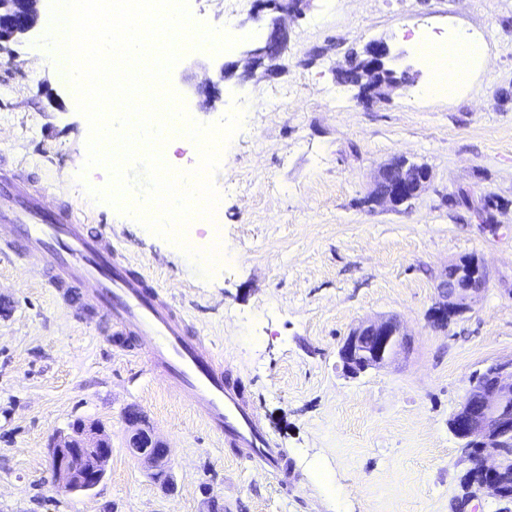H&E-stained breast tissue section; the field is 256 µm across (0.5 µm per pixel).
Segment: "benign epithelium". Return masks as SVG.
<instances>
[{"label": "benign epithelium", "mask_w": 512, "mask_h": 512, "mask_svg": "<svg viewBox=\"0 0 512 512\" xmlns=\"http://www.w3.org/2000/svg\"><path fill=\"white\" fill-rule=\"evenodd\" d=\"M42 0H0V51L3 44L19 40L31 32L40 17ZM259 10L275 14L271 26L254 48L245 54L246 68L263 59L276 60L288 42L283 26L284 20L301 13L309 0H256ZM369 63L368 72L356 83L359 93L371 98H384L399 86L379 78L390 55L388 44L383 40H372L365 46ZM391 164L377 170L375 186H389L379 196L380 201L397 207L418 197L426 188L431 175L421 168L413 181H393ZM438 301L431 311V322L438 328L448 324L469 309L479 292L471 288H452L448 280L438 287ZM409 345L407 333L401 323L391 318H378L359 322L345 337L339 347L338 356L343 371L357 377L369 369H381L388 365L398 351ZM490 383L481 390L478 407L472 408L465 401L455 413L450 430L459 441L461 455L470 462V469L483 474H495L503 464L505 433L512 434V407L507 405L512 398V356L492 360L486 365ZM131 455L142 461L149 470L168 464L170 449L162 446L154 434L139 427L130 436ZM112 457V442L105 429L84 419L75 420L69 432L54 439L49 448L50 469L57 490L74 492L77 487L94 489L103 480ZM484 498H493L512 504V495L503 492L498 483H482L475 496L459 498L454 504L455 512H470Z\"/></svg>", "instance_id": "1"}]
</instances>
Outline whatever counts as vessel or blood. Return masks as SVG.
<instances>
[{"mask_svg": "<svg viewBox=\"0 0 512 512\" xmlns=\"http://www.w3.org/2000/svg\"><path fill=\"white\" fill-rule=\"evenodd\" d=\"M0 254L34 263L56 298L77 315L97 313L120 347L143 357L209 432L253 471L288 484L284 449L264 431L241 382L215 344L129 262L104 233L78 222L69 202L48 204L32 175L0 163Z\"/></svg>", "mask_w": 512, "mask_h": 512, "instance_id": "obj_1", "label": "vessel or blood"}]
</instances>
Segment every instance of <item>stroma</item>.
Returning <instances> with one entry per match:
<instances>
[{"label": "stroma", "instance_id": "stroma-1", "mask_svg": "<svg viewBox=\"0 0 512 512\" xmlns=\"http://www.w3.org/2000/svg\"><path fill=\"white\" fill-rule=\"evenodd\" d=\"M188 5L201 25L238 38L183 54L167 80L197 122L243 112L214 176L225 261L209 276L88 194L86 120L37 51L40 25L0 53V159L111 235L223 350L286 450L291 484L249 470L143 362L109 344L98 317H74L32 266L0 256V512H206L208 487L229 512H452L467 463L448 421L476 371L512 355V0H310L287 20L273 68L248 76L242 53L269 13L255 0L232 12L228 0ZM403 29L480 37L464 87L424 96L433 74ZM375 39L413 77L386 100L339 76L348 53ZM207 79L220 89L210 102L198 91ZM397 157L426 165L428 186L396 208L369 202L377 168ZM487 198L494 231L475 215ZM469 256L484 263L487 287L435 328L441 276ZM383 316L402 323L410 346L385 368L345 376L341 342ZM128 407L170 448L171 490L129 453ZM79 418L104 426L112 457L94 490L62 493L47 445Z\"/></svg>", "mask_w": 512, "mask_h": 512}]
</instances>
